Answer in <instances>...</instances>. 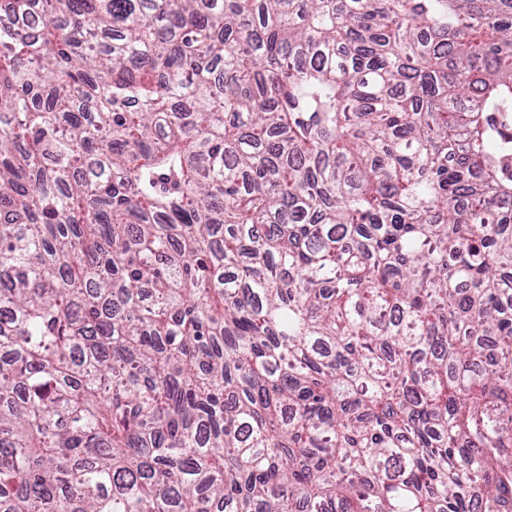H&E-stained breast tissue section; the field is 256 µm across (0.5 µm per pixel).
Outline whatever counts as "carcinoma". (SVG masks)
<instances>
[{"label":"carcinoma","instance_id":"1","mask_svg":"<svg viewBox=\"0 0 512 512\" xmlns=\"http://www.w3.org/2000/svg\"><path fill=\"white\" fill-rule=\"evenodd\" d=\"M512 0H0V512H512Z\"/></svg>","mask_w":512,"mask_h":512}]
</instances>
